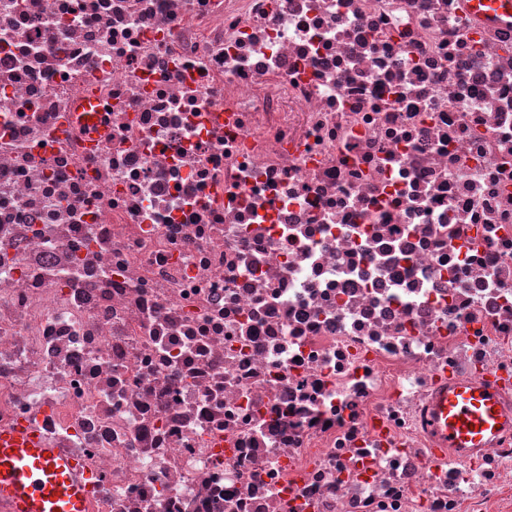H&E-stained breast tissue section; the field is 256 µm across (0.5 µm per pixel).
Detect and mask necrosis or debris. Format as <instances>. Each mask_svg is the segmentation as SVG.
Returning a JSON list of instances; mask_svg holds the SVG:
<instances>
[{
	"mask_svg": "<svg viewBox=\"0 0 512 512\" xmlns=\"http://www.w3.org/2000/svg\"><path fill=\"white\" fill-rule=\"evenodd\" d=\"M470 0H0V429L85 512H512V24ZM97 100L106 136L77 112ZM426 421L438 448H451L460 455L484 448L504 429L512 428V414L504 408L501 388L466 378L448 381L435 394Z\"/></svg>",
	"mask_w": 512,
	"mask_h": 512,
	"instance_id": "4bbe7bcc",
	"label": "necrosis or debris"
}]
</instances>
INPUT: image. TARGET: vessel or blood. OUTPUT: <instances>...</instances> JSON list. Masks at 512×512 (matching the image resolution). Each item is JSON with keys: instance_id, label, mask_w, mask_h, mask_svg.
Returning <instances> with one entry per match:
<instances>
[{"instance_id": "1", "label": "vessel or blood", "mask_w": 512, "mask_h": 512, "mask_svg": "<svg viewBox=\"0 0 512 512\" xmlns=\"http://www.w3.org/2000/svg\"><path fill=\"white\" fill-rule=\"evenodd\" d=\"M471 6L488 21L512 23V0H471ZM426 421L438 447L469 455L512 428V413L496 384L456 378L435 394ZM88 478L81 460L46 447L35 430L0 431V499L13 512H85Z\"/></svg>"}]
</instances>
